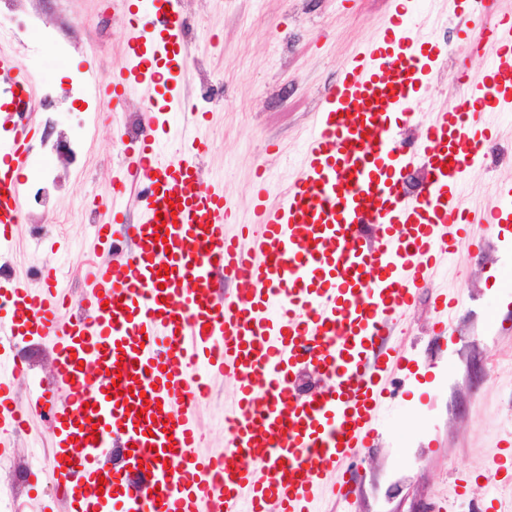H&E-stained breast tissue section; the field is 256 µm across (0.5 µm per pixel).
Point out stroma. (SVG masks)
Masks as SVG:
<instances>
[{"label": "stroma", "instance_id": "obj_1", "mask_svg": "<svg viewBox=\"0 0 512 512\" xmlns=\"http://www.w3.org/2000/svg\"><path fill=\"white\" fill-rule=\"evenodd\" d=\"M393 6L394 0H181L185 16L197 21L184 37L201 48L196 63L180 76L188 98H196L208 83L224 84L223 100L210 108L197 134L207 145L204 184L223 189L235 224L251 219L257 167L268 171L274 185L293 179L302 137L325 86L340 77L354 49L378 35ZM132 8L146 11L150 4L118 0L105 12L101 0H22L18 10L0 14V45L32 73L37 89L64 82L79 66L89 72L90 90L82 104L61 101L52 115L57 130L81 142V163L34 153L33 169L54 168L60 189L42 224L19 225L12 250L0 254L5 274L37 288L45 245L67 242L56 259L77 307L84 263L103 257L93 248L90 224L112 218L105 210L92 213L91 206L110 196L112 167L121 156L116 142L142 119L132 92L111 121H102L97 90L101 72L124 63ZM34 12L42 13L67 53L38 32L21 31L24 14ZM417 13L423 33L444 49L423 92L445 102L459 86L462 67L478 69L482 58L461 32L453 0H429ZM15 30L21 31V41L11 39ZM497 183L512 185V163L487 161L470 171L468 205L490 206ZM59 215L68 216L69 224L57 227ZM471 233L484 239V250L473 256L459 248L442 280L466 297L450 333H433L437 313L427 287L405 322L403 345L412 360L394 380L395 402L382 418L375 446L358 462L350 512H433L439 502L450 512H480L485 496L512 499L507 474L493 486L483 479L498 441L512 439V288L500 284L501 269L512 265V222L497 235L486 234L480 224ZM0 355L26 360L35 379L51 382L52 351L39 338L5 345ZM235 398L236 384L224 375L198 404L194 414L204 435L202 452L223 451L224 415ZM53 431L50 416L35 417L31 432L16 438L9 462L0 463V482L15 487L12 512H43L52 500L48 485L30 487L28 476L34 451L48 449ZM458 478L468 482L462 497L454 490Z\"/></svg>", "mask_w": 512, "mask_h": 512}]
</instances>
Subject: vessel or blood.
Returning <instances> with one entry per match:
<instances>
[{"instance_id": "1", "label": "vessel or blood", "mask_w": 512, "mask_h": 512, "mask_svg": "<svg viewBox=\"0 0 512 512\" xmlns=\"http://www.w3.org/2000/svg\"><path fill=\"white\" fill-rule=\"evenodd\" d=\"M161 14L130 19L127 62L102 84L121 103L131 87L143 101L142 130L113 170V197L138 191L137 223L93 227L120 263L97 260L82 274L83 304L67 314L60 267L44 260L43 283L0 282V336H41L51 344L52 384L13 396L26 365L10 360L0 375V457L9 436L32 416L54 421L52 465L35 481L63 489L64 500L98 481L121 482L119 512H322L326 500L347 506L354 461L375 442L382 410L394 396L390 377L406 356L393 339L421 287L469 236L512 211V191L494 190V207H463L465 181L483 156L485 116L512 112V18L495 28L473 19L468 33L485 50L479 71L464 70L466 111L444 108L415 149H405L399 122L429 111L421 94L441 48L419 35L409 0H396L381 33L345 63L302 143L300 172L270 204L268 176L257 168L253 219L234 235L224 226L223 191L201 187L203 141L189 138L200 115L185 111L175 75L192 57L179 0ZM13 114L0 148V249L23 218L22 176L37 133V97L29 73L0 52ZM177 116L184 148L169 154L160 117ZM423 164L430 179L417 196L404 173ZM164 228H157V221ZM235 279L234 293L218 283ZM460 293L434 288L446 317ZM231 371L238 398L228 413L223 453H196L192 404L208 395L210 376ZM311 371L326 389L303 394ZM121 460L104 461L113 449Z\"/></svg>"}]
</instances>
